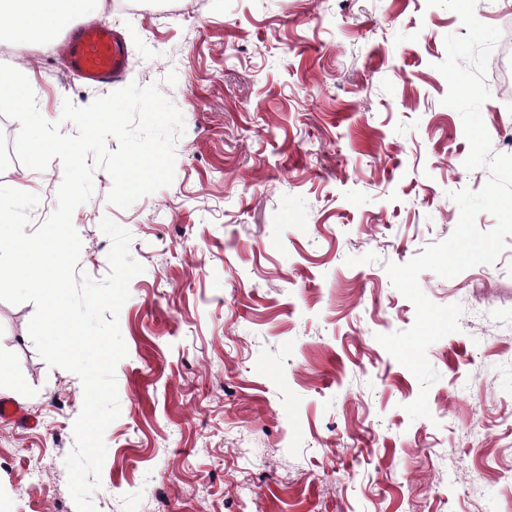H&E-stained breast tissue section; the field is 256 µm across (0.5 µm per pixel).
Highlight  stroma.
<instances>
[{
	"label": "stroma",
	"mask_w": 512,
	"mask_h": 512,
	"mask_svg": "<svg viewBox=\"0 0 512 512\" xmlns=\"http://www.w3.org/2000/svg\"><path fill=\"white\" fill-rule=\"evenodd\" d=\"M117 31L124 76L87 85L58 50H15L35 73L41 115L62 134L64 102L85 107L129 84L181 112L171 184L122 209L96 171L73 212L76 275L104 278L103 218L127 229L142 267L118 315L120 415L104 433L97 512H512V253L444 279L459 331L427 350L440 378L429 417L405 410L414 375L377 337L415 308L389 279L451 236L467 170L460 114L435 68L459 15L426 0H94ZM487 66L481 116L512 150V87ZM56 210L61 164L1 167ZM34 304L0 301V352L25 390L5 394L35 426L0 419V512H77L65 459L80 378L49 366L28 333Z\"/></svg>",
	"instance_id": "stroma-1"
}]
</instances>
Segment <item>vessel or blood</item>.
I'll return each mask as SVG.
<instances>
[{"instance_id": "1", "label": "vessel or blood", "mask_w": 512, "mask_h": 512, "mask_svg": "<svg viewBox=\"0 0 512 512\" xmlns=\"http://www.w3.org/2000/svg\"><path fill=\"white\" fill-rule=\"evenodd\" d=\"M64 44L70 71L85 83L108 82L126 68V48L109 27L80 24L66 35Z\"/></svg>"}]
</instances>
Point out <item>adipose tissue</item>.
<instances>
[{
    "instance_id": "ef3b65f1",
    "label": "adipose tissue",
    "mask_w": 512,
    "mask_h": 512,
    "mask_svg": "<svg viewBox=\"0 0 512 512\" xmlns=\"http://www.w3.org/2000/svg\"><path fill=\"white\" fill-rule=\"evenodd\" d=\"M89 0H0V38L54 45L57 35L88 14Z\"/></svg>"
}]
</instances>
